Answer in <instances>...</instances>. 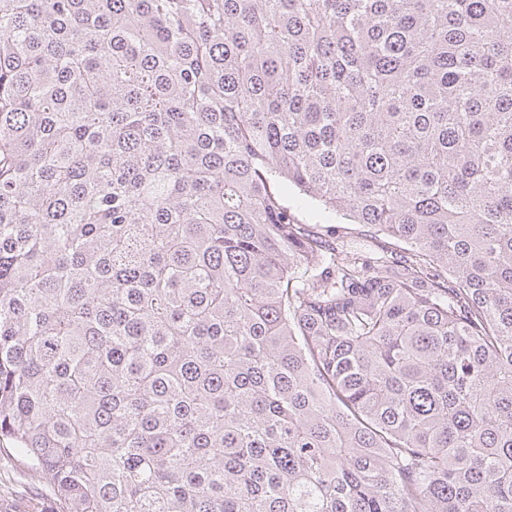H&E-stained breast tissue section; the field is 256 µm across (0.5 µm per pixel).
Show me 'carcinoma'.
Wrapping results in <instances>:
<instances>
[{"label":"carcinoma","mask_w":512,"mask_h":512,"mask_svg":"<svg viewBox=\"0 0 512 512\" xmlns=\"http://www.w3.org/2000/svg\"><path fill=\"white\" fill-rule=\"evenodd\" d=\"M1 439L60 512H512V0H0ZM333 225H339L346 227L343 230V235L348 241L351 249L364 250L366 252H379L382 250H398L403 247L402 244L392 240L383 235H375L374 231L362 224H350L351 221L343 218L342 216H336L332 220Z\"/></svg>","instance_id":"carcinoma-1"}]
</instances>
